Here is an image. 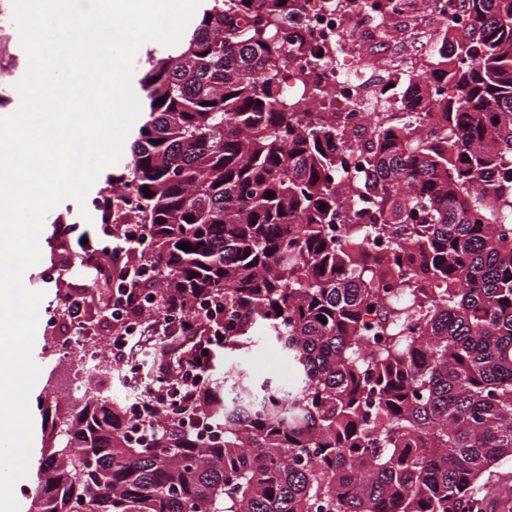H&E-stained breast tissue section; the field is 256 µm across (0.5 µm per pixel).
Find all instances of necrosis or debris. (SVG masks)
<instances>
[{"mask_svg": "<svg viewBox=\"0 0 512 512\" xmlns=\"http://www.w3.org/2000/svg\"><path fill=\"white\" fill-rule=\"evenodd\" d=\"M467 21L463 0H302L298 14L276 21L275 33L288 45L304 37L319 56L273 59L268 66L280 71L283 90L304 111L345 114L350 173L357 177L376 117L401 112L419 119L414 91L430 69L434 34ZM310 84L322 86L327 100L306 99Z\"/></svg>", "mask_w": 512, "mask_h": 512, "instance_id": "4bbe7bcc", "label": "necrosis or debris"}]
</instances>
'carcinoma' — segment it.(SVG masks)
Returning <instances> with one entry per match:
<instances>
[{"mask_svg":"<svg viewBox=\"0 0 512 512\" xmlns=\"http://www.w3.org/2000/svg\"><path fill=\"white\" fill-rule=\"evenodd\" d=\"M204 2L148 53L123 177L139 206L113 211L112 235L143 225L159 300L189 321L218 304L225 352L260 332L296 384L229 365L189 410L208 438L179 407L133 420L109 389L72 402L34 495L44 512H483L512 462V0H466L418 81L421 129L381 118L366 180L339 116L296 111L266 68L281 49L257 15L297 0ZM383 230L389 257L367 249ZM416 308L425 323L400 335Z\"/></svg>","mask_w":512,"mask_h":512,"instance_id":"cac0c4a2","label":"carcinoma"}]
</instances>
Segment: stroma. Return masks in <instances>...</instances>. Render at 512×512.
Listing matches in <instances>:
<instances>
[{"label": "stroma", "instance_id": "obj_1", "mask_svg": "<svg viewBox=\"0 0 512 512\" xmlns=\"http://www.w3.org/2000/svg\"><path fill=\"white\" fill-rule=\"evenodd\" d=\"M130 160V148H123L120 160L101 171L84 202L68 198L47 214L38 238L41 259L28 268L22 277L27 289L43 292L40 310L63 309L65 298L75 295L79 287L104 289L107 288L109 279L116 277L118 270L114 267L105 268L100 274L82 269L77 258L79 243L85 238L97 241L101 230L95 223H76L75 215L80 206H93L95 200L101 198L106 190L121 187V178L127 174ZM165 343V337H154L152 341L143 342L137 348L131 363L113 364V393L120 396L153 384L156 378L157 351ZM44 344L42 333H35L31 359L39 367L40 373L29 397L32 451L29 471L23 479L24 485L29 487L36 483L44 444V418L55 413L53 397L59 388L58 381L76 366L74 359L70 357L56 361L54 366H47L42 354ZM232 360L242 365L250 377L258 382L269 379L290 387L296 381L294 369L287 356L260 341L245 347ZM232 360L224 356L223 352H216L207 374L208 381H222L224 368Z\"/></svg>", "mask_w": 512, "mask_h": 512}]
</instances>
